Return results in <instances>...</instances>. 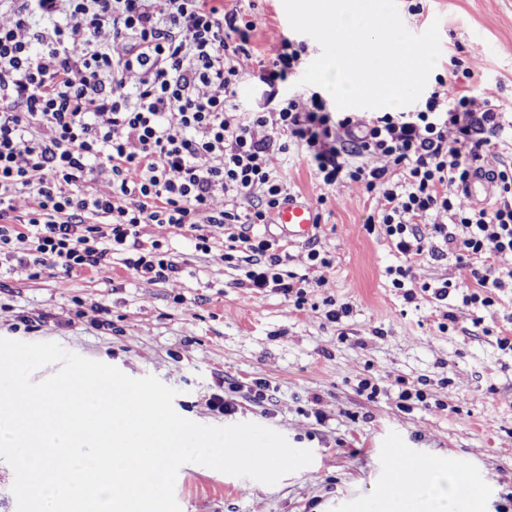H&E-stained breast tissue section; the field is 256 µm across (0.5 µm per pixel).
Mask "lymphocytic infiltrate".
<instances>
[{
  "label": "lymphocytic infiltrate",
  "mask_w": 512,
  "mask_h": 512,
  "mask_svg": "<svg viewBox=\"0 0 512 512\" xmlns=\"http://www.w3.org/2000/svg\"><path fill=\"white\" fill-rule=\"evenodd\" d=\"M255 28L224 0H0V256L37 279L57 268L104 275L118 255L137 277L166 283L179 261L140 235L171 224L196 250L219 246L224 263L245 261L248 288L303 307L311 287L327 284L332 258L309 249L321 274L299 277L253 232L287 203L279 163L303 147L324 186L382 195L364 229L405 257L386 270L405 300L420 291L446 300L448 284L411 288V264L451 257L472 281L466 303L493 306L512 288V271L487 263L512 254V161L490 170V207L458 202L502 127L493 92L479 99L453 81L414 111L366 120L328 112L317 95L246 113L240 56ZM299 66L284 40L258 79L274 89ZM440 211L447 223H429Z\"/></svg>",
  "instance_id": "lymphocytic-infiltrate-1"
}]
</instances>
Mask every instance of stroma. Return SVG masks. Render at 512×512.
Wrapping results in <instances>:
<instances>
[{
	"instance_id": "35a3bbf8",
	"label": "stroma",
	"mask_w": 512,
	"mask_h": 512,
	"mask_svg": "<svg viewBox=\"0 0 512 512\" xmlns=\"http://www.w3.org/2000/svg\"><path fill=\"white\" fill-rule=\"evenodd\" d=\"M397 3L410 31L440 24L441 56L426 92L438 90V77H449L450 56L468 62L474 95L494 88L504 114L490 150L512 152V0ZM416 4L421 12H413ZM224 6L257 23L240 101L246 109L262 107L267 93L252 74L258 60L285 39L302 48L306 64L321 48L291 28L279 0H224ZM280 169L293 196L326 199L314 239L334 265L327 286L315 289L303 308L271 290L238 287L247 264L230 267L219 250L195 251L189 234L174 225L146 224L142 241L169 245L183 268L179 279L150 283L117 262L107 280L48 273L31 281L6 272L0 337L54 341L130 376H155L177 389L174 408L183 417L213 426L254 422L313 454L312 464L271 486L184 465L175 482L180 512H377L398 446L422 459L452 456L484 490L475 512H512V352L496 345L498 333L512 331V290L488 308L465 304L467 282L455 260L426 257L413 266L415 283L446 281L453 289L444 301L421 293L407 302L386 274L403 256L364 229L381 195L350 182L323 188L300 150ZM257 233L284 245L283 270L317 276L307 243L289 242L275 224ZM328 296L348 305V315L330 320ZM97 305L106 308L110 327L94 326ZM255 378L270 383L272 400H249ZM366 379L378 385L376 398L360 394ZM404 381L422 389L425 402L403 406ZM214 395L234 400L237 411L213 409Z\"/></svg>"
}]
</instances>
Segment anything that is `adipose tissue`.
I'll list each match as a JSON object with an SVG mask.
<instances>
[{"instance_id": "ef3b65f1", "label": "adipose tissue", "mask_w": 512, "mask_h": 512, "mask_svg": "<svg viewBox=\"0 0 512 512\" xmlns=\"http://www.w3.org/2000/svg\"><path fill=\"white\" fill-rule=\"evenodd\" d=\"M457 471L452 457H445L431 484H416L407 498L389 497L390 512H468L473 499L456 489Z\"/></svg>"}]
</instances>
